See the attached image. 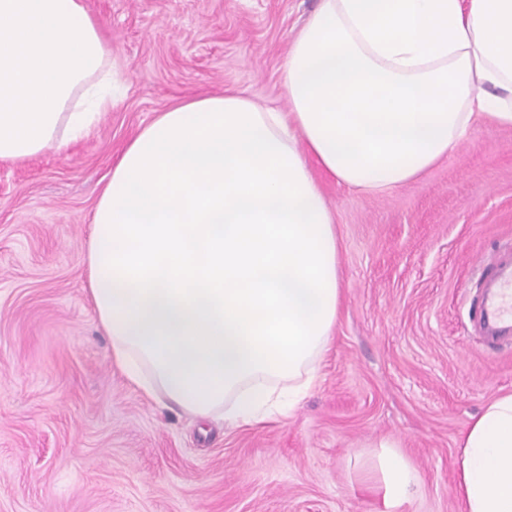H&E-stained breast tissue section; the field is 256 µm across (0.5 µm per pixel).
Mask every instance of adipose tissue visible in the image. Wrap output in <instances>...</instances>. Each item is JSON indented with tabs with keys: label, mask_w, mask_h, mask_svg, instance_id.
I'll list each match as a JSON object with an SVG mask.
<instances>
[{
	"label": "adipose tissue",
	"mask_w": 512,
	"mask_h": 512,
	"mask_svg": "<svg viewBox=\"0 0 512 512\" xmlns=\"http://www.w3.org/2000/svg\"><path fill=\"white\" fill-rule=\"evenodd\" d=\"M287 111L246 91L158 113L95 206L88 292L109 361L159 409L235 427L320 383L342 288L318 175L367 193L419 178L476 123L512 128V0H320L282 72ZM123 84L86 0H0V162L86 136ZM461 512H512V393L460 442ZM384 512L420 486L388 443Z\"/></svg>",
	"instance_id": "ef3b65f1"
}]
</instances>
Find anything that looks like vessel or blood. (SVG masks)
<instances>
[{
    "label": "vessel or blood",
    "mask_w": 512,
    "mask_h": 512,
    "mask_svg": "<svg viewBox=\"0 0 512 512\" xmlns=\"http://www.w3.org/2000/svg\"><path fill=\"white\" fill-rule=\"evenodd\" d=\"M482 279L489 290L477 301L479 321L493 329L512 332V264L487 263Z\"/></svg>",
    "instance_id": "vessel-or-blood-1"
}]
</instances>
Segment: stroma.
I'll list each match as a JSON object with an SVG mask.
<instances>
[{"mask_svg":"<svg viewBox=\"0 0 512 512\" xmlns=\"http://www.w3.org/2000/svg\"><path fill=\"white\" fill-rule=\"evenodd\" d=\"M127 87L62 151L0 163V512H381L386 440L423 487L406 512H459L458 443L512 393V340L473 323L478 258L512 249V128L472 126L385 194L321 187L343 301L321 381L282 421L160 411L108 362L83 263L112 164L157 112L239 88L287 109L292 35L319 0H86Z\"/></svg>","mask_w":512,"mask_h":512,"instance_id":"1","label":"stroma"}]
</instances>
